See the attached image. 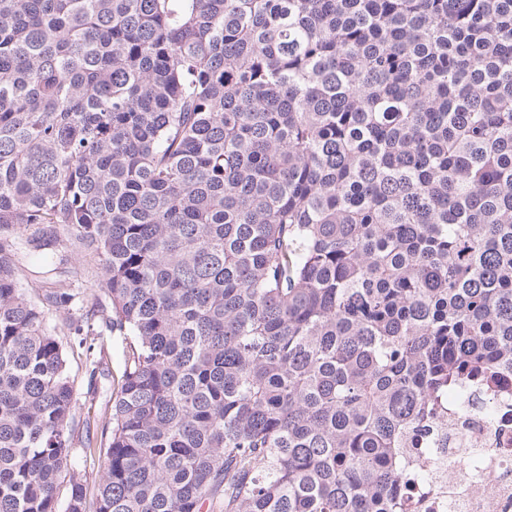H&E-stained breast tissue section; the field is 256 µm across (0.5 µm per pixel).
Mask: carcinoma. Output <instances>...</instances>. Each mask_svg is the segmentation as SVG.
<instances>
[{
	"mask_svg": "<svg viewBox=\"0 0 512 512\" xmlns=\"http://www.w3.org/2000/svg\"><path fill=\"white\" fill-rule=\"evenodd\" d=\"M74 308L132 337L95 512H404L512 372V0H0V512H58ZM42 257L39 254H24L22 257V271L20 273L19 284L23 292L29 298H36L42 290L56 288L59 279H65L69 282L70 288H81L88 294L101 288L102 269L89 257L79 255L72 260L68 275L56 277L54 274L42 275L32 271H43ZM68 278V279H67Z\"/></svg>",
	"mask_w": 512,
	"mask_h": 512,
	"instance_id": "carcinoma-1",
	"label": "carcinoma"
}]
</instances>
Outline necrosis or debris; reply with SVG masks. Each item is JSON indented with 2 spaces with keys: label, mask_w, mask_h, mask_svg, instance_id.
Returning <instances> with one entry per match:
<instances>
[{
  "label": "necrosis or debris",
  "mask_w": 512,
  "mask_h": 512,
  "mask_svg": "<svg viewBox=\"0 0 512 512\" xmlns=\"http://www.w3.org/2000/svg\"><path fill=\"white\" fill-rule=\"evenodd\" d=\"M406 463L427 475L413 483L408 512H512V376L471 392L467 405L449 397Z\"/></svg>",
  "instance_id": "1"
}]
</instances>
